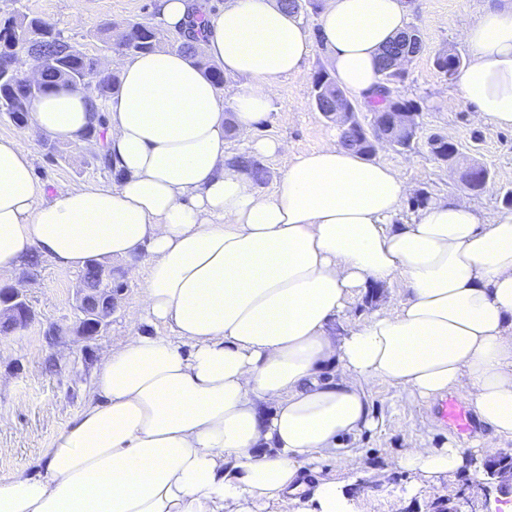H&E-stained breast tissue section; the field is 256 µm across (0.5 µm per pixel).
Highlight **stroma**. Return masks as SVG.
Returning a JSON list of instances; mask_svg holds the SVG:
<instances>
[{
  "label": "stroma",
  "instance_id": "obj_1",
  "mask_svg": "<svg viewBox=\"0 0 512 512\" xmlns=\"http://www.w3.org/2000/svg\"><path fill=\"white\" fill-rule=\"evenodd\" d=\"M488 4L489 0H408V23L419 29L423 50L410 63L408 78L398 91L419 105L418 138L412 150L381 148L374 160L395 169L413 194L434 200L462 198L491 218L505 214L502 197L512 191V129L477 119L473 107L461 100L457 84L446 81L434 65L437 53L445 49L470 60L463 32ZM18 13L42 17L78 49L97 57L100 70L112 73L127 54L102 42V25L111 24L109 36L114 39L127 23L156 21L155 0H83L77 18L70 0H0V17ZM318 19L312 12L300 15L312 53L299 73L277 82L273 109L256 131L257 136L287 142V156L316 150L339 134L336 123L327 121L311 103L314 76L332 69ZM435 133L456 141L462 161L475 159L488 167L491 179L482 193H472L450 179L448 164L433 158L427 141ZM18 139L20 148L33 154L35 175L49 196H58L75 183L117 184L98 159L99 146L54 142L41 134ZM148 264V255H141L127 278L120 310L104 333L90 341L74 332L79 271L45 258L37 268L22 265L0 276L1 284H23L36 314L27 328L0 336V480L30 470L42 449L85 403L100 353L114 338L135 332L131 315L140 306ZM403 286L396 278L355 294L333 323L336 334H347L377 311L396 310ZM365 394L374 427L349 438L343 453L319 464L321 474L343 483L346 512H432L435 503L443 504L446 512H504L512 506V494L488 483L483 468L486 461L512 455V441L479 443L471 434L449 436L432 416L430 401L408 398L390 382L368 383ZM451 440L463 449L469 466L445 482L436 484L392 466L405 449L439 448ZM354 455L365 464L355 477L349 471Z\"/></svg>",
  "mask_w": 512,
  "mask_h": 512
}]
</instances>
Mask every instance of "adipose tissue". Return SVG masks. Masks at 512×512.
Returning a JSON list of instances; mask_svg holds the SVG:
<instances>
[{
    "instance_id": "1",
    "label": "adipose tissue",
    "mask_w": 512,
    "mask_h": 512,
    "mask_svg": "<svg viewBox=\"0 0 512 512\" xmlns=\"http://www.w3.org/2000/svg\"><path fill=\"white\" fill-rule=\"evenodd\" d=\"M155 11L245 85L220 94L178 50L124 60L104 146L115 188L48 197L33 156L0 138V274L36 251L70 269L148 252L136 318L167 330L102 352L82 409L30 472L0 481V512H343L334 478L301 475L373 427L363 386L375 380L412 399L466 391L490 437L512 439V214L488 220L444 199L397 223L409 185L334 142L290 157L260 195L230 165L225 125L250 155L287 154L255 131L310 41L275 0L205 16L195 0H156ZM407 14L405 0H329L319 26L344 89L377 85ZM465 42L461 99L512 128V9L489 7ZM96 122L65 86L32 105V131L61 141ZM397 276L395 311L332 332L353 295ZM466 462L451 442L406 449L396 465L437 482Z\"/></svg>"
}]
</instances>
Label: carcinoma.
Returning <instances> with one entry per match:
<instances>
[{
    "instance_id": "carcinoma-1",
    "label": "carcinoma",
    "mask_w": 512,
    "mask_h": 512,
    "mask_svg": "<svg viewBox=\"0 0 512 512\" xmlns=\"http://www.w3.org/2000/svg\"><path fill=\"white\" fill-rule=\"evenodd\" d=\"M160 42V32L147 22H134L126 29L127 51L138 54L152 52ZM396 40H391L384 46V52L380 53L378 60V72L380 74V86L372 95L368 96V108L373 112L368 124L374 135L386 137L391 134L390 126L384 122L387 112H416L418 104L413 100L400 96H390L383 87V83L400 84L406 78V72H392L384 70L386 60L385 52L394 47ZM25 60H31L41 66L40 82L36 87H31L27 82L18 77L22 72L21 64ZM435 66L440 74L447 80L456 79L458 72L464 66L461 57H456L454 62H449L448 57L436 55ZM12 65V74L8 77H0V112H6L19 126L28 123L31 106L39 97L47 94L57 86H65L75 80L82 73L96 69V59L88 56L66 39L59 31L44 19L27 15L9 16L0 19V66ZM313 85L320 86L314 106L319 112L336 111V103L340 100L342 88L335 78L328 74L317 73L313 79ZM119 86V76L108 73L94 93L87 95L94 111H99L97 104L107 101ZM339 142L347 149L369 158L376 152L372 140L361 134L354 128L340 130ZM453 147L448 145V140L436 136L431 140L430 153L435 160L446 162L451 156ZM234 166L246 171L257 184L267 181L268 171L264 164L250 156L238 155L233 159ZM101 265L98 261L89 262L81 276L80 285L86 289L89 300H94L102 288L100 277Z\"/></svg>"
}]
</instances>
